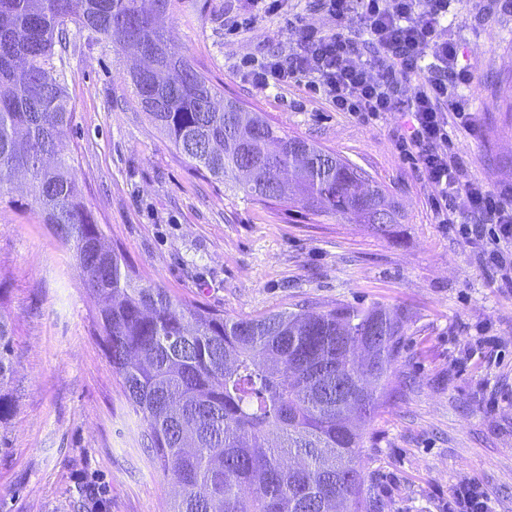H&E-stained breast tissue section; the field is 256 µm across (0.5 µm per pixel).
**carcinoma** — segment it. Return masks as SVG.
Wrapping results in <instances>:
<instances>
[{
	"label": "carcinoma",
	"mask_w": 512,
	"mask_h": 512,
	"mask_svg": "<svg viewBox=\"0 0 512 512\" xmlns=\"http://www.w3.org/2000/svg\"><path fill=\"white\" fill-rule=\"evenodd\" d=\"M178 0H0V202L28 174L43 223L104 300L98 336L141 422L152 468L179 486L169 512H376L364 495L362 427L383 404L403 315L375 305L230 319L143 281L88 208L64 140L67 26L140 56L133 93L177 153L243 199L360 217L399 207L335 153L224 99L164 21ZM8 321L0 318V421L13 409Z\"/></svg>",
	"instance_id": "obj_1"
}]
</instances>
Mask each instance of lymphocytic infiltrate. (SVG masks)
Returning a JSON list of instances; mask_svg holds the SVG:
<instances>
[{
  "label": "lymphocytic infiltrate",
  "mask_w": 512,
  "mask_h": 512,
  "mask_svg": "<svg viewBox=\"0 0 512 512\" xmlns=\"http://www.w3.org/2000/svg\"><path fill=\"white\" fill-rule=\"evenodd\" d=\"M452 2L321 0L341 29L300 26L301 49L291 64L272 59L245 69L260 89L307 82L336 111L363 121L400 114L404 126L397 149L430 183L437 223L454 225L468 242L489 238L493 248L487 259L503 266L507 258L498 245L512 242V187L495 190L468 177L449 148L450 126L479 133L469 104L457 93L472 82L473 74L460 66L458 44L445 32ZM360 32L367 34L372 54L362 50L356 38ZM429 45L435 48L436 75H423L410 95L402 96L404 80L423 74L422 51Z\"/></svg>",
  "instance_id": "1"
}]
</instances>
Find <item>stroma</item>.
<instances>
[{"label":"stroma","mask_w":512,"mask_h":512,"mask_svg":"<svg viewBox=\"0 0 512 512\" xmlns=\"http://www.w3.org/2000/svg\"><path fill=\"white\" fill-rule=\"evenodd\" d=\"M166 22L171 48L227 97L288 136L364 169L403 214L390 236L356 219L245 201L179 156L129 83L132 51L69 28L65 150L108 241L140 276L229 318L316 303L403 311L404 345L367 431L364 494L382 512H453L478 484L488 512H512V284L482 243L437 223L426 177L396 148L401 119L363 122L306 83L261 90L246 59L289 60L287 17L336 29L319 0L231 35L246 0H193ZM449 29L474 75L464 91L481 134L450 132L466 174L512 186V8L454 0ZM0 203V314L12 327L14 405L0 421V512H168L174 482L155 472L141 426L93 333L100 300L25 188Z\"/></svg>","instance_id":"35a3bbf8"}]
</instances>
